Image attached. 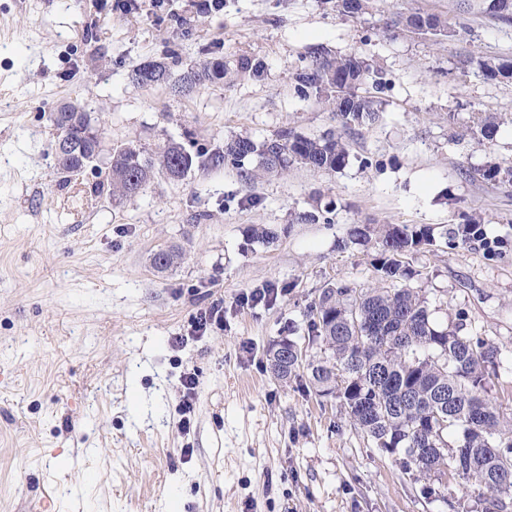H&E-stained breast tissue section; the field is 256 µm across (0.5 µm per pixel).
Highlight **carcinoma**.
Returning <instances> with one entry per match:
<instances>
[{"instance_id":"1","label":"carcinoma","mask_w":512,"mask_h":512,"mask_svg":"<svg viewBox=\"0 0 512 512\" xmlns=\"http://www.w3.org/2000/svg\"><path fill=\"white\" fill-rule=\"evenodd\" d=\"M368 0H334L336 11L356 17ZM468 10L512 24V0H471ZM394 26L412 33L453 36L455 26L437 14L415 12L400 16ZM179 57L147 60L132 70L138 85H164L174 93H188L206 83L224 80V61L205 59L186 69ZM487 81L512 80V60L489 58L479 62ZM298 93L315 96L336 120L337 131L311 138L281 130L258 142L239 134L208 159L196 162L182 145L170 143L157 154L126 144L112 149L106 179L96 184L100 193L133 197L157 176L182 180L195 164L205 167L227 162L240 178L252 183L262 173L284 172L300 165L313 172H336L346 167L350 143L346 136L368 130L379 120L377 93L381 79L356 52L330 57L315 52L295 76ZM80 126L69 124L67 113L57 109L50 120L56 141L72 146L68 163L57 160L68 172L78 163L93 164L88 133L93 131L88 113ZM500 119L477 117L481 141H494ZM482 178L512 183V162L492 163ZM481 219L471 217L456 226L451 245L471 243ZM251 240L270 244L277 232L265 225L246 229ZM377 237L379 252L373 267L383 281L404 283L400 288H355L336 283L324 288L310 306L308 338L321 344V354L304 361L294 357L297 341L286 338L279 355L268 358L272 375L286 380L305 366L308 382L321 396L341 399L353 426L381 450L398 456L404 473L423 483L422 494L444 496L448 477L462 479L478 491L482 512H508L512 500V418L491 397L492 378L500 350L480 336L462 333V326H441L432 318L425 291L405 285L412 271L401 257L434 240L433 228L412 224L358 225L349 239L339 243L364 244ZM180 254L161 249L151 257L153 267L167 271L177 266ZM458 434L448 445V432Z\"/></svg>"}]
</instances>
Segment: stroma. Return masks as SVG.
Returning a JSON list of instances; mask_svg holds the SVG:
<instances>
[{
	"label": "stroma",
	"mask_w": 512,
	"mask_h": 512,
	"mask_svg": "<svg viewBox=\"0 0 512 512\" xmlns=\"http://www.w3.org/2000/svg\"><path fill=\"white\" fill-rule=\"evenodd\" d=\"M460 5L373 0L355 18L331 0H0V512H474L473 488L424 498L340 399L315 395L301 370L275 379L266 361L286 337L318 352L306 314L326 286L379 285L377 242L340 246L354 226L428 225L435 244L403 258L411 285L437 323L463 320L497 344L492 394L512 413V185L479 176L512 160V82L477 65L512 58V24L470 14L451 37L393 25L411 12L452 21ZM318 48L360 53L387 83L341 171L295 166L247 184L223 164L115 199L95 193L96 171L57 165L50 115L64 103L102 129L104 164L128 142L194 154L239 133L335 130L296 91ZM170 52L186 67L222 59L226 76L187 95L131 82ZM479 112L501 119L493 143L469 131ZM307 212L320 222H301ZM465 215L506 253L449 248ZM252 224L277 240L249 241ZM170 247L181 263L157 271L151 255ZM216 303L223 325L197 335Z\"/></svg>",
	"instance_id": "stroma-1"
}]
</instances>
